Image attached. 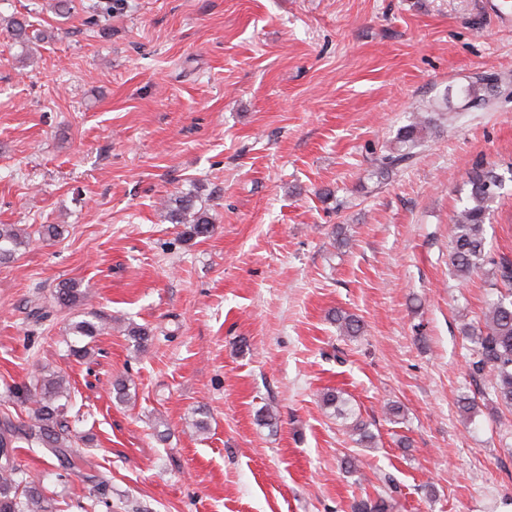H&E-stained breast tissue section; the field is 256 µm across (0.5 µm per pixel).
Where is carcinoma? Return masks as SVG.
Here are the masks:
<instances>
[{"instance_id":"obj_1","label":"carcinoma","mask_w":512,"mask_h":512,"mask_svg":"<svg viewBox=\"0 0 512 512\" xmlns=\"http://www.w3.org/2000/svg\"><path fill=\"white\" fill-rule=\"evenodd\" d=\"M495 84L487 77H477L460 88L463 106H481L494 92ZM438 106L431 104L413 116L409 125L398 133L397 145L378 159L381 173L406 165L413 157V149L424 142L422 132L433 122ZM466 199L456 211L449 236V262L454 275L467 279L471 273L491 265L496 268V298L487 303L483 325L466 323L463 335L470 341L467 369L474 382L483 383L482 395L491 397L499 406L512 410V262L497 259L488 249L486 222L492 206L500 197L504 176L493 167L476 164L468 173ZM166 218L172 224L184 226L183 235L190 239L208 238L215 225L205 210L196 207L189 196H177L161 203ZM29 243L24 229L15 224H0V262L11 259ZM87 289L78 280H66L56 286L54 302L61 308L86 305ZM331 320L344 336L356 337L362 333L360 320L351 314L336 312ZM106 317L94 310L82 312V319L69 323L67 340L72 355L84 358L90 348L84 344L95 339L106 329ZM17 399L28 407L29 422L17 424L10 414L0 416V512H47L43 493L27 473L17 465L16 449L43 448L60 463L65 474L81 471L86 461L75 456L73 449L88 438L73 431L67 414L74 406V396L65 377L46 368L31 377L29 384L20 387ZM324 408L336 416L349 419L347 400L339 391L323 392ZM355 443L370 448L375 436L366 424L355 419L348 426ZM397 486L391 477L384 478L376 496L366 495L351 504V512H390L392 493Z\"/></svg>"}]
</instances>
